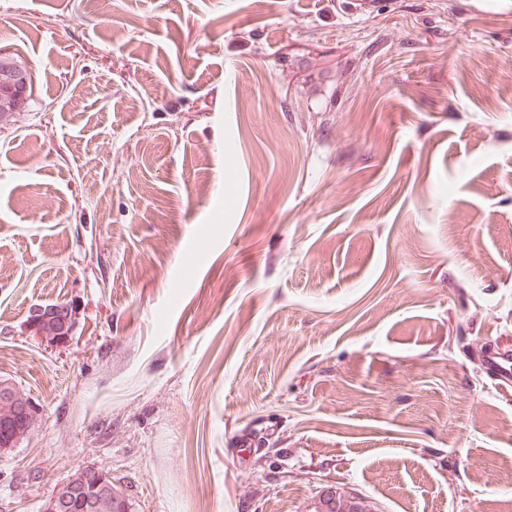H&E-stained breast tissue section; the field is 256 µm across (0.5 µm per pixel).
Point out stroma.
Listing matches in <instances>:
<instances>
[{
    "instance_id": "1",
    "label": "stroma",
    "mask_w": 512,
    "mask_h": 512,
    "mask_svg": "<svg viewBox=\"0 0 512 512\" xmlns=\"http://www.w3.org/2000/svg\"><path fill=\"white\" fill-rule=\"evenodd\" d=\"M0 57V512H512V0H0ZM27 74L0 58V118L12 112L26 91ZM43 313V308H38L34 311V314L30 320V328L33 330L35 337H37L42 343H45L50 346L55 347H63L68 344L71 339L72 329L67 332V327L71 325L73 327L75 320V313L73 312V308L68 304H60L54 309L55 317H59L60 322L64 325V329L54 335L47 334L40 328L41 315ZM55 317L47 318L43 321L42 327L51 330L56 325H59V322ZM70 329V326H69ZM484 362L502 381H510L512 376V361L505 357L498 349H489L484 357ZM1 408L5 419L0 433V452H5L30 434L39 413L33 398L19 395L4 384L0 385V414ZM82 472L81 485L78 486V482L75 481L65 482L50 496L45 505V512L64 511L69 507L70 497L75 495H80L85 509L88 510L104 507L106 502L111 501L112 509L104 512H128L126 509L129 507L125 506V502L130 501L121 490H119L121 496L114 495L112 501V494H118L114 488L117 485L112 483V475L107 476L106 479L100 476L101 471L94 466H90L89 470H85L84 466ZM340 488L328 487L321 492L318 512H373L374 504L368 498L346 495Z\"/></svg>"
}]
</instances>
